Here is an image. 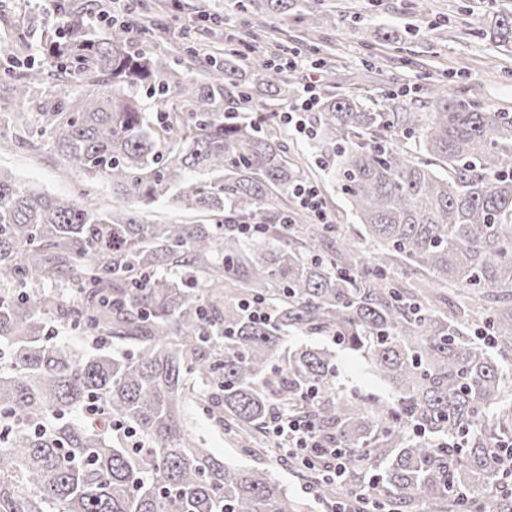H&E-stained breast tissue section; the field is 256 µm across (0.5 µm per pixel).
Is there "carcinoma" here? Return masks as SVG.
<instances>
[{
	"mask_svg": "<svg viewBox=\"0 0 512 512\" xmlns=\"http://www.w3.org/2000/svg\"><path fill=\"white\" fill-rule=\"evenodd\" d=\"M322 0H237L252 39L276 16L324 25ZM43 53L96 94L62 92L14 142L45 138L83 174L76 202L0 170V512H302L272 473L212 456L190 432L189 401L261 459L267 425L284 411L345 453L331 483L304 469L315 497L367 481L377 499L438 512L512 506L501 446L512 443L505 399L512 358V113L446 84L424 83L425 111L391 91L380 107L357 95L319 101L315 147L358 221L339 236L288 207L312 184L264 124L266 100L295 94L285 68L251 42L205 58L209 76L163 65L156 29L116 22L97 39L80 17ZM491 34L512 52V10ZM43 78L8 75L18 100ZM151 100L144 106L142 98ZM254 108L238 111L244 99ZM112 184V205L93 186ZM169 203L194 224H145ZM259 218L249 235L239 226ZM38 280L62 291L38 294ZM479 306L448 305V286ZM255 301L268 316L246 310ZM102 345L81 353L51 341L46 316ZM325 336L359 356L388 399L336 391V352L290 346Z\"/></svg>",
	"mask_w": 512,
	"mask_h": 512,
	"instance_id": "1",
	"label": "carcinoma"
}]
</instances>
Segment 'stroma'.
<instances>
[{"label": "stroma", "mask_w": 512, "mask_h": 512, "mask_svg": "<svg viewBox=\"0 0 512 512\" xmlns=\"http://www.w3.org/2000/svg\"><path fill=\"white\" fill-rule=\"evenodd\" d=\"M184 2L188 12L183 23L205 52L237 38V0ZM109 6V0H0V74L41 65V48L55 33L59 13L86 18ZM323 6L343 17L317 34L331 50L339 75L332 86L336 92L374 101L391 85L412 100L427 68L483 106L512 112V56L486 34L494 13L511 9L512 0H324ZM34 13L42 19L36 28L28 25ZM390 29H413L417 35L399 49L382 39ZM0 169L26 185L65 198L73 197L82 179L80 172L64 169L47 141L32 150L1 146ZM336 360L340 394L386 397L385 388L366 374L359 357L340 351ZM186 413L213 456L241 461L239 448L202 405L188 403Z\"/></svg>", "instance_id": "obj_1"}]
</instances>
